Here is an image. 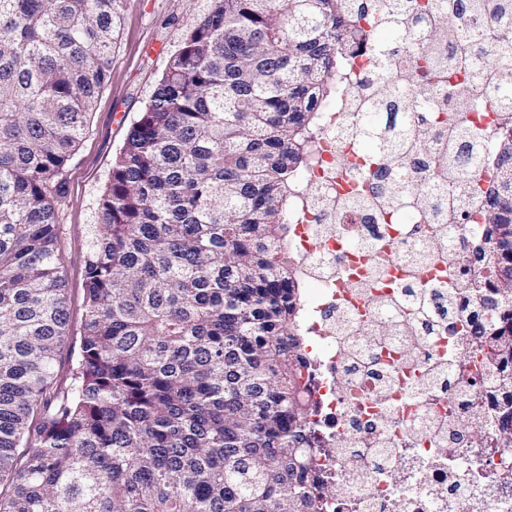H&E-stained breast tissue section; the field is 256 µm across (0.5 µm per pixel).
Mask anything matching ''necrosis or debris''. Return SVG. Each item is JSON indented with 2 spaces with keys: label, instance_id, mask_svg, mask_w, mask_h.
<instances>
[{
  "label": "necrosis or debris",
  "instance_id": "1",
  "mask_svg": "<svg viewBox=\"0 0 512 512\" xmlns=\"http://www.w3.org/2000/svg\"><path fill=\"white\" fill-rule=\"evenodd\" d=\"M373 58H350L345 90L323 107L315 140L319 162L303 177L306 193L288 214L287 244L310 292L300 309L308 333L302 383L321 445L314 466L341 492L322 512H512V491L492 493L501 456L470 448L485 389L494 376L461 333L418 339L412 332L379 336V314L396 305L403 323L416 312L400 296L407 288L470 279L460 262L482 227L477 210L453 223L444 242L423 212L368 208L350 212L344 199L373 195L355 140L346 132L358 111V91ZM457 255L449 264V255ZM457 427L463 442L449 441Z\"/></svg>",
  "mask_w": 512,
  "mask_h": 512
}]
</instances>
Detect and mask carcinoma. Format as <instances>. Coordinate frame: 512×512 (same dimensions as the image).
<instances>
[{
	"label": "carcinoma",
	"instance_id": "1",
	"mask_svg": "<svg viewBox=\"0 0 512 512\" xmlns=\"http://www.w3.org/2000/svg\"><path fill=\"white\" fill-rule=\"evenodd\" d=\"M128 0H0V512H320L312 407L300 384L301 287L283 215L315 160L323 104L367 44L386 91L352 126L380 202L424 198L436 224L485 201L466 261L492 283L478 347L509 397L496 442L512 448V0H392L361 26L358 0H207L116 156L90 229L80 352L53 387L68 337L55 196L105 85ZM466 18L435 51L448 14ZM494 13L497 28L474 27ZM387 40L375 37L378 30ZM493 41L496 61L480 41ZM405 51L398 76L391 58ZM465 71L499 94L493 135L446 113ZM448 114L431 150L424 125ZM462 143L499 169L406 186L407 153L446 170ZM478 285L413 291L424 332Z\"/></svg>",
	"mask_w": 512,
	"mask_h": 512
}]
</instances>
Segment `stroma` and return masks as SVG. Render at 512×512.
Here are the masks:
<instances>
[{
	"label": "stroma",
	"mask_w": 512,
	"mask_h": 512,
	"mask_svg": "<svg viewBox=\"0 0 512 512\" xmlns=\"http://www.w3.org/2000/svg\"><path fill=\"white\" fill-rule=\"evenodd\" d=\"M203 5L204 0H128L112 52L109 79L62 176L56 257L67 288L70 337L58 356V383H65L79 353L88 229L94 222L112 162L180 36L195 24Z\"/></svg>",
	"instance_id": "1"
}]
</instances>
